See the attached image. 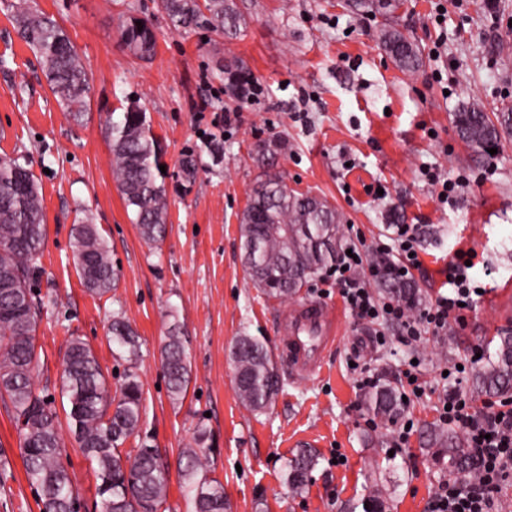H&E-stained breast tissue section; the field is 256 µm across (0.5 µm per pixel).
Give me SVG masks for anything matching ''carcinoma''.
Listing matches in <instances>:
<instances>
[{
  "label": "carcinoma",
  "instance_id": "cac0c4a2",
  "mask_svg": "<svg viewBox=\"0 0 512 512\" xmlns=\"http://www.w3.org/2000/svg\"><path fill=\"white\" fill-rule=\"evenodd\" d=\"M357 12L390 16L400 0H348ZM160 8L180 30L203 24L217 35L236 39L245 19L236 0H161ZM16 23L21 38L39 57L43 73L59 104L78 121L90 91L91 77L75 52L65 30L52 17L19 8ZM121 41L131 56L149 61L157 49L151 22L127 17ZM379 41L393 64L413 73L423 66L420 47L396 25L379 31ZM218 77L224 93L245 97L253 78L239 60L224 66ZM460 140L477 157L512 134V108L490 118L476 103H464L454 112ZM112 165L118 189L144 240L157 244L166 234L168 192L160 171L158 141L147 124L146 113L133 102L119 120L109 121ZM284 150L277 138L259 142L257 162L271 165ZM340 217L328 202L311 193H294L282 179L264 172L240 217L244 264L255 287L272 299L297 298L302 288L333 262L342 248ZM46 238L39 186L31 171L17 157L0 156V398L8 399L20 436V455L27 480L42 503V512H76V491L63 461L59 418L54 403L37 391L34 373L39 365L37 311L30 281L42 255ZM75 268L87 290L97 296L112 291L119 269L112 263L109 243L92 224L73 229ZM378 293L411 307L421 293L412 281L386 279ZM110 340L128 364L119 389L107 384L97 357L78 336L70 337L60 381L62 407L75 443L81 448L99 484V512H157L167 496L168 465L154 446L143 441L135 453H122L125 441L139 434L145 415L143 386L136 372L140 357L139 336L123 316L112 315ZM235 381L241 402L253 412L265 411L279 393L281 380L265 343L246 332L236 337L231 350ZM168 392L175 403L185 399L191 366L178 326H173L160 350ZM476 392L497 396L512 394V333L495 339L494 352L486 356L473 378ZM374 419L383 426L395 422L400 398L389 386L365 395ZM206 428L197 429L195 446L182 450L178 470L188 489L192 512H226L224 486L203 473ZM425 445L448 457V476L475 474L469 465L465 437L444 426L430 427ZM319 457L311 448H300L285 464L284 479L290 492L302 495ZM363 512H387L383 491L370 487L362 497Z\"/></svg>",
  "mask_w": 512,
  "mask_h": 512
}]
</instances>
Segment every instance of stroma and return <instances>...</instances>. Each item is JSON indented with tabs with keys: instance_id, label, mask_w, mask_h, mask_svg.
<instances>
[{
	"instance_id": "1",
	"label": "stroma",
	"mask_w": 512,
	"mask_h": 512,
	"mask_svg": "<svg viewBox=\"0 0 512 512\" xmlns=\"http://www.w3.org/2000/svg\"><path fill=\"white\" fill-rule=\"evenodd\" d=\"M246 18L242 36L228 42L207 27H172L159 0H28L66 31L92 81L82 121L59 106L13 15L19 0H0V155L27 159L43 195L46 243L42 270L31 286L44 301L37 326L42 349L35 386L59 392L63 354L81 337L111 387L126 368L114 352V312L137 330L138 373L144 387L142 425L169 465L168 495L159 512H191L177 461L198 426L210 433L208 477L224 486L228 512H346L366 487L378 486L390 512H428L448 465L424 448L422 433L438 425L437 409L453 386L470 391L474 349L506 325L498 300L512 281V136L487 163L474 162L452 124L462 101L487 112L512 106V0H403L395 22L421 48L424 64L407 74L382 50L383 18L350 12L346 0H237ZM149 19L157 53L130 56L120 38L123 16ZM239 59L262 87L252 99L225 95L218 73ZM147 114L162 147L169 217L164 241L146 243L131 221L112 168L110 114L130 102ZM240 119L225 125L224 114ZM276 137L285 149L273 170L297 193L324 198L341 217L347 240L387 241L394 225L419 227L422 266L413 280L423 302L434 301L452 255L472 249L471 276L488 289L464 325L447 335L424 334L414 345L373 327L345 308L334 282L314 280L300 300H318L340 317L336 345L322 371L309 379L282 374L273 405L253 414L239 401L230 350L249 332L270 351L279 344V316L290 302L254 288L242 262L238 217L262 170L260 141ZM197 159V176L183 186L181 160ZM462 179L452 202H441L427 174ZM95 224L108 239L121 278L98 297L82 284L73 262L72 230ZM179 325L191 362L182 404L165 386L160 347ZM420 360L423 390L408 393L399 421L413 428L400 448L382 441L357 366L406 391L398 373ZM463 366L458 380L445 369ZM64 462L80 512H97L98 481L68 426H60ZM315 449L320 463L302 496H292L284 465L296 449ZM13 476L0 484V512H42L26 479L19 434L9 402L0 400V456Z\"/></svg>"
}]
</instances>
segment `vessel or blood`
I'll use <instances>...</instances> for the list:
<instances>
[{
    "label": "vessel or blood",
    "instance_id": "vessel-or-blood-1",
    "mask_svg": "<svg viewBox=\"0 0 512 512\" xmlns=\"http://www.w3.org/2000/svg\"><path fill=\"white\" fill-rule=\"evenodd\" d=\"M281 354L291 375L298 379L314 376L328 348L338 335L335 311L318 301H306L279 318Z\"/></svg>",
    "mask_w": 512,
    "mask_h": 512
}]
</instances>
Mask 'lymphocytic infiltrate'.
I'll list each match as a JSON object with an SVG mask.
<instances>
[{
    "label": "lymphocytic infiltrate",
    "mask_w": 512,
    "mask_h": 512,
    "mask_svg": "<svg viewBox=\"0 0 512 512\" xmlns=\"http://www.w3.org/2000/svg\"><path fill=\"white\" fill-rule=\"evenodd\" d=\"M395 257L385 270H378L368 261V252L353 248L340 253L329 273L352 314L365 324L395 325L401 336L413 339L422 331L440 333L449 320L464 322L465 308L478 300L477 284L469 276V261L475 251H460L448 263V293L439 296L418 315L408 314L393 301H380L372 291L370 281L379 273L399 279L412 278L421 262L417 256V235L414 225H405L393 233ZM442 420L464 431L470 453L478 465L479 474L472 481L449 480L439 485L430 512H494L495 499L503 483L512 477V408L504 404L486 403L478 410L459 390L448 393L440 409Z\"/></svg>",
    "instance_id": "1"
}]
</instances>
